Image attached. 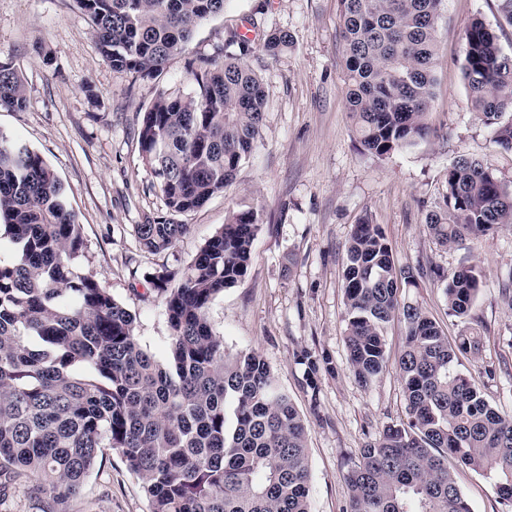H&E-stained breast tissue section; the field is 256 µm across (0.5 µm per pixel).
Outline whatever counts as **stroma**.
<instances>
[{"mask_svg": "<svg viewBox=\"0 0 512 512\" xmlns=\"http://www.w3.org/2000/svg\"><path fill=\"white\" fill-rule=\"evenodd\" d=\"M478 19L512 52V25L500 17L497 0H446L436 27L437 86L426 117L432 135L380 160L363 153L346 111L336 0H227L223 14L202 22L187 50L171 56L159 76L137 80L103 59L72 0H0V61L20 69L27 94L25 109H0V132L39 152L55 171L83 228L82 270L135 315V334L157 360L167 356L170 328L149 274L163 266L185 268L241 204L261 213L248 274L214 300L210 317L227 351L262 354L303 416L311 512H345L344 476L360 448L406 420L397 367L403 321L388 324V364L370 387L358 384L348 361L344 250L362 217L383 227L397 266L447 274L480 268L483 286L470 326L484 348L479 357L460 356L458 368L492 406L512 415V302L500 291L512 278V226L448 248L425 227L458 156L478 158L512 184V150L494 144V130L472 107L463 77L464 35ZM250 25L256 37L247 61L266 92L261 137L231 186L182 216L187 233L164 252H148L135 227L166 208L140 154L143 113L159 88H188L190 59L213 54L228 30ZM273 30L292 39L274 58L261 41ZM399 300L419 302L448 338L467 326L449 315L442 288L430 279L403 289ZM304 349L332 363L313 389L297 361ZM455 478L472 512H512L491 477L459 466ZM72 512H150V505L121 454L110 449L86 478Z\"/></svg>", "mask_w": 512, "mask_h": 512, "instance_id": "obj_1", "label": "stroma"}]
</instances>
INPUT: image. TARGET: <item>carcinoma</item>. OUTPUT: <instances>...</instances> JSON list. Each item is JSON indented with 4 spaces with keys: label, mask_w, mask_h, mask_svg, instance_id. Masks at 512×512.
I'll use <instances>...</instances> for the list:
<instances>
[{
    "label": "carcinoma",
    "mask_w": 512,
    "mask_h": 512,
    "mask_svg": "<svg viewBox=\"0 0 512 512\" xmlns=\"http://www.w3.org/2000/svg\"><path fill=\"white\" fill-rule=\"evenodd\" d=\"M97 48L116 70L160 74L196 27L225 0H73ZM346 68V104L365 152L382 158L415 145L429 128L436 84L435 32L445 0H337ZM287 32H269L271 57ZM471 105L512 145V53L485 22L464 36ZM249 41L227 33L214 56L189 62L192 86L161 90L145 109L140 153L171 215L224 192L250 156L264 121L265 90L249 66ZM26 86L0 62V107L21 109ZM512 224V186L462 156L448 169L426 229L442 246ZM261 226L240 208L202 246L181 277L162 268L150 283L171 330L159 362L135 336V315L84 273L82 225L63 186L35 150L0 132V500L23 489L42 512H71L103 458L118 451L141 481L150 512H310L308 428L257 352L229 354L210 318L212 302L243 280ZM188 231L163 216L136 225L150 252ZM419 268H396L382 228L354 225L345 246L348 359L368 387L386 367V326L405 323L399 367L408 422L389 425L346 472L349 512H472L448 461L497 478L512 505V416L495 409L456 369L478 356L480 334L448 340L419 303L398 290L418 287ZM442 282L449 314L467 319L481 271L461 268ZM316 388L315 354L303 350Z\"/></svg>",
    "instance_id": "1"
}]
</instances>
